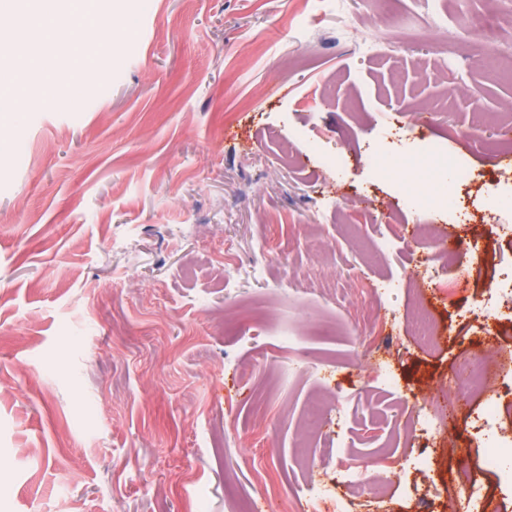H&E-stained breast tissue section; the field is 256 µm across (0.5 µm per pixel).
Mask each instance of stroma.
I'll list each match as a JSON object with an SVG mask.
<instances>
[{
    "label": "stroma",
    "instance_id": "obj_1",
    "mask_svg": "<svg viewBox=\"0 0 512 512\" xmlns=\"http://www.w3.org/2000/svg\"><path fill=\"white\" fill-rule=\"evenodd\" d=\"M45 5L0 8L16 74ZM104 29L119 49L80 69L43 48L64 80L0 112V512H269L264 480L278 512H315L308 486L347 495L345 465L396 474L354 512H474L452 480L512 512L482 398L405 431L474 353L512 429V310L484 314L512 257V218L484 212L512 183L487 149L512 115V0H104L60 37L100 47ZM421 102L442 106L431 124ZM420 138L472 172L474 222L377 173ZM447 240L423 351L405 316Z\"/></svg>",
    "mask_w": 512,
    "mask_h": 512
}]
</instances>
